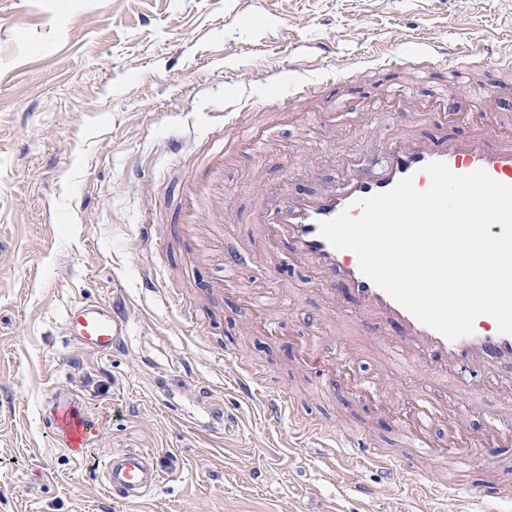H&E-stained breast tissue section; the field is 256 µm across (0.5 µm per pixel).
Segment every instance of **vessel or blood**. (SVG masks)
Masks as SVG:
<instances>
[{
	"label": "vessel or blood",
	"instance_id": "obj_1",
	"mask_svg": "<svg viewBox=\"0 0 512 512\" xmlns=\"http://www.w3.org/2000/svg\"><path fill=\"white\" fill-rule=\"evenodd\" d=\"M466 58L472 59L477 68H496L502 63L496 59L471 57L469 49L461 44L433 43L420 46L412 62L420 67L439 59L453 66ZM395 102L400 125L384 146L378 172H369L364 162L350 158L338 181L309 195L291 196L259 188L257 221L279 228L287 235L292 256L325 284L328 301H335L334 286L339 283L356 299L360 322H400L406 339L404 356L426 364L431 375L470 368L495 369L500 361H512V334L499 332L491 316L477 317L472 334L447 339L366 277L354 252L336 249L320 232L321 222L341 212L359 217L362 210L358 199L389 191L403 179H412L417 189H427L430 177L425 167L432 162L443 163L453 173L461 175L481 169L495 180L512 185V114L497 111L493 100H486L480 110L470 113L468 120L473 134L469 139L444 138L433 142L421 139L416 127L420 118L430 116L435 110L441 117H455L448 98H438L433 109L415 104L413 97L406 94L398 95ZM307 118V113H291L284 107L269 109L265 112L263 126L255 127L248 125L240 113H225L222 142L200 159L194 176L188 178L183 187L180 238L187 249L200 251L201 225H209V236L213 239L220 237L223 231L225 161L238 151L258 149L269 127H279L289 121L300 126ZM127 327L126 317L104 305H76L66 320L70 336L79 344L98 351H108L119 344ZM390 398L394 401L409 399L411 416L404 419L402 425L413 442L432 447L430 429L439 424L448 429L449 447L477 448V441L463 440V419L456 410L446 409L430 394L423 392L409 398L402 388L395 387ZM290 407V400L278 390L266 388L262 411L267 419H279ZM50 426L69 448L87 447L97 436L90 421L68 395L54 398ZM344 441L346 447L355 449L360 461L388 466L394 463L392 457L378 451L370 438L348 435ZM102 468L106 485L116 499H141L159 482L151 456L142 451L112 453L104 460Z\"/></svg>",
	"mask_w": 512,
	"mask_h": 512
}]
</instances>
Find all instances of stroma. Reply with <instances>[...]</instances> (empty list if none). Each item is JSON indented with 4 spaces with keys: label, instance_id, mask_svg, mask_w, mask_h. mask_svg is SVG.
I'll return each instance as SVG.
<instances>
[{
    "label": "stroma",
    "instance_id": "obj_1",
    "mask_svg": "<svg viewBox=\"0 0 512 512\" xmlns=\"http://www.w3.org/2000/svg\"><path fill=\"white\" fill-rule=\"evenodd\" d=\"M511 29L512 0H0V512H512V501L480 499L490 470L512 483V447L476 449L468 464L444 448L424 455L397 411L345 380L427 389L475 437L512 364L477 396L463 390L469 371L437 379L393 364L398 326L357 327L356 302L328 303L287 244L251 221L256 178L312 193L342 153L392 137L380 104L407 89L422 101L452 94L443 65L408 71L417 39L481 52ZM321 43L336 62L286 89L289 110L345 99L367 126L344 114L288 123L260 153L235 155L219 253L193 259L178 236L182 188L224 136L217 113L265 97L268 80ZM489 86L512 113V71L493 70L452 95L456 111H474ZM144 224L157 228L145 243ZM251 295L273 329H250ZM115 297L129 317L118 347L102 355L67 336L72 306ZM242 360L291 397L296 419L268 421L262 394L241 397ZM60 392L97 430L78 455L49 424ZM302 423L364 431L401 463L323 455ZM126 449L150 452L163 476L134 502L113 498L101 469Z\"/></svg>",
    "mask_w": 512,
    "mask_h": 512
}]
</instances>
